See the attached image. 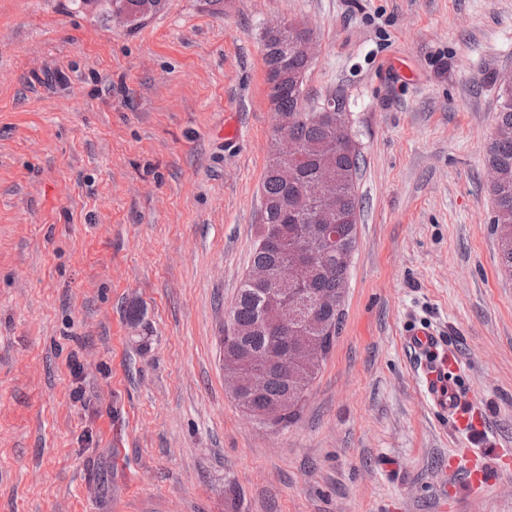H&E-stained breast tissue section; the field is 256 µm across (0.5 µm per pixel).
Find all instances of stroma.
<instances>
[{
    "label": "stroma",
    "instance_id": "obj_1",
    "mask_svg": "<svg viewBox=\"0 0 512 512\" xmlns=\"http://www.w3.org/2000/svg\"><path fill=\"white\" fill-rule=\"evenodd\" d=\"M307 23L363 199L336 341L285 428L224 387L274 133L262 32ZM512 0H0V512H512V277L485 154ZM235 142L219 131L226 115ZM472 397L431 407L405 333ZM112 7V15L123 16L130 25H138L155 13L161 6L162 0H106ZM407 343L419 357L427 397L434 406L448 413L461 426H468L470 399L455 381V358L444 349L443 341L434 329L425 326L407 333Z\"/></svg>",
    "mask_w": 512,
    "mask_h": 512
}]
</instances>
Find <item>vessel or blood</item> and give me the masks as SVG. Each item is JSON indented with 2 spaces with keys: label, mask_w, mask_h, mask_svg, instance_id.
<instances>
[{
  "label": "vessel or blood",
  "mask_w": 512,
  "mask_h": 512,
  "mask_svg": "<svg viewBox=\"0 0 512 512\" xmlns=\"http://www.w3.org/2000/svg\"><path fill=\"white\" fill-rule=\"evenodd\" d=\"M407 342L419 357L427 397L457 423L467 425L470 399L454 379L457 362L445 351L441 336L425 326L409 330Z\"/></svg>",
  "instance_id": "1"
}]
</instances>
